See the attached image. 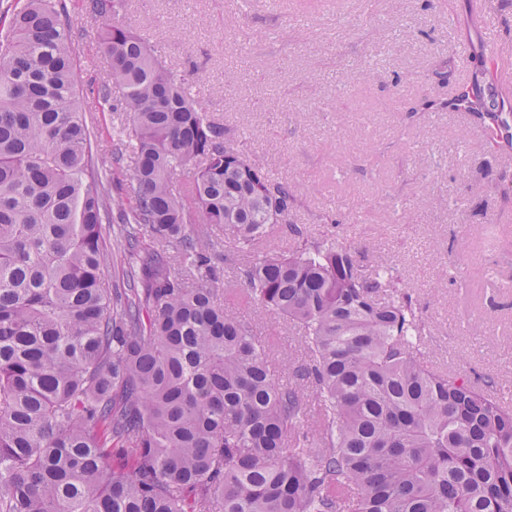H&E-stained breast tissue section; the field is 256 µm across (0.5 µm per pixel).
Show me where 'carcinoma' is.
<instances>
[{
    "instance_id": "carcinoma-1",
    "label": "carcinoma",
    "mask_w": 512,
    "mask_h": 512,
    "mask_svg": "<svg viewBox=\"0 0 512 512\" xmlns=\"http://www.w3.org/2000/svg\"><path fill=\"white\" fill-rule=\"evenodd\" d=\"M86 0L126 115L95 159L62 0L0 4V512H512V407L423 359L426 328L388 261L363 274L288 223L278 183L224 139L185 80ZM126 169L133 203H107ZM187 176L185 193L172 182ZM116 209L138 257L110 284ZM225 224L246 298L301 334L315 427L210 265ZM286 224L293 245L261 250Z\"/></svg>"
}]
</instances>
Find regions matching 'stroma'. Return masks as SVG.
Here are the masks:
<instances>
[{"instance_id":"1","label":"stroma","mask_w":512,"mask_h":512,"mask_svg":"<svg viewBox=\"0 0 512 512\" xmlns=\"http://www.w3.org/2000/svg\"><path fill=\"white\" fill-rule=\"evenodd\" d=\"M80 27L78 89L92 142L111 144L121 119L97 89L109 64L105 29L83 0H65ZM131 0L128 23L189 83L224 135L281 182L304 181L288 224L263 248L287 250L289 224L335 236L364 273L389 260L426 323L422 352L437 369L470 380L494 376L512 405V144L489 120L455 109L460 87L485 93L492 29L512 57V0ZM470 49L468 71L454 54ZM236 73L225 84V71ZM211 265L242 316L241 262L224 228L211 230ZM465 257L466 272L450 263ZM272 374L300 359L286 321H259Z\"/></svg>"}]
</instances>
